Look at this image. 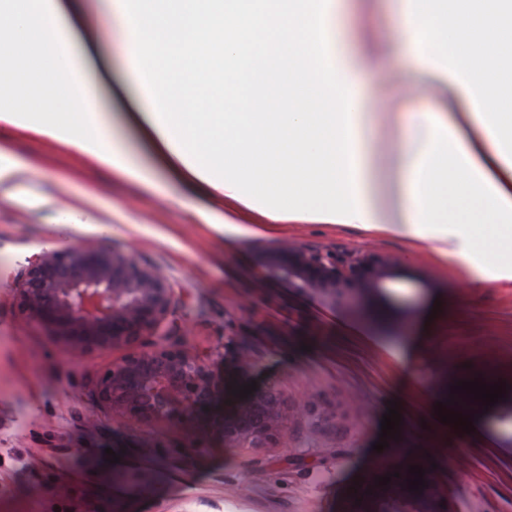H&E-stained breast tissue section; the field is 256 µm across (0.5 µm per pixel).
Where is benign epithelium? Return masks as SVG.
Segmentation results:
<instances>
[{
    "label": "benign epithelium",
    "instance_id": "benign-epithelium-1",
    "mask_svg": "<svg viewBox=\"0 0 512 512\" xmlns=\"http://www.w3.org/2000/svg\"><path fill=\"white\" fill-rule=\"evenodd\" d=\"M261 262L302 292L333 301L353 299L379 327L391 326V320L375 312L376 302L400 277L403 263L394 255L320 253L283 242L266 250ZM14 298L22 313L62 340L77 360L127 349L91 394L94 408L108 414L144 423L180 420L212 403L218 391L229 392L228 382L215 374V362L240 378L253 368L251 355L230 335L221 347L203 353L168 332L157 334L186 306L185 294L159 268L129 252L93 245L45 249L28 261ZM287 419L280 391L268 383L224 406L214 430L233 448L262 449L281 435ZM408 465L373 466L355 486L357 492H349L343 512H451L441 507L448 503V488L434 469L423 466L425 488L409 491ZM394 472L400 477L375 485V478Z\"/></svg>",
    "mask_w": 512,
    "mask_h": 512
}]
</instances>
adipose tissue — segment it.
<instances>
[{"label":"adipose tissue","mask_w":512,"mask_h":512,"mask_svg":"<svg viewBox=\"0 0 512 512\" xmlns=\"http://www.w3.org/2000/svg\"><path fill=\"white\" fill-rule=\"evenodd\" d=\"M367 4L112 0L157 166L200 197L206 224L257 236L279 224L393 232L458 261L472 281H512V55L475 50L512 40V0H398L391 36L355 52L345 18ZM78 17L73 0H0L10 85L0 122L153 187L109 130L91 81L103 61L96 44L76 50ZM397 56L406 69L388 70ZM217 59L219 83L204 68ZM416 75L429 78L434 103L405 115L377 157L370 116L405 98ZM213 84L226 109L201 114Z\"/></svg>","instance_id":"1"}]
</instances>
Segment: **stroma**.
I'll return each mask as SVG.
<instances>
[{"instance_id": "stroma-1", "label": "stroma", "mask_w": 512, "mask_h": 512, "mask_svg": "<svg viewBox=\"0 0 512 512\" xmlns=\"http://www.w3.org/2000/svg\"><path fill=\"white\" fill-rule=\"evenodd\" d=\"M100 100L131 151L153 165L137 109L112 104L105 87ZM0 140L35 165L21 186L0 190V512H340L380 459L436 465L453 512H512V425L503 420L511 407L460 406L477 417L469 434L434 410L449 397L450 375L512 386V282L470 284L459 263L399 234L281 224L254 236L203 224L45 137L0 122ZM74 206L82 223L70 221ZM283 240L399 256L403 275L383 303L395 319L412 310L411 327L380 333L347 301L269 274L261 254ZM78 242L161 267L187 295L176 321L193 346L235 336L255 360L252 380L277 382L290 406L273 447L228 448L218 434L201 435L224 411L220 396L178 422L104 412L87 421L90 393L124 349L71 362L13 298L34 253ZM298 399L305 411H293ZM393 401L400 437L374 451ZM112 451L119 463H110ZM186 476L194 492L183 491Z\"/></svg>"}]
</instances>
